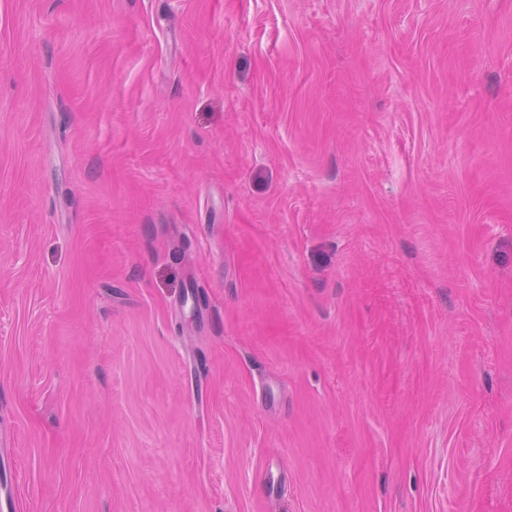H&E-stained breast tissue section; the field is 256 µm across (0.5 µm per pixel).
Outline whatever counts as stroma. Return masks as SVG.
Wrapping results in <instances>:
<instances>
[{
    "instance_id": "1",
    "label": "stroma",
    "mask_w": 512,
    "mask_h": 512,
    "mask_svg": "<svg viewBox=\"0 0 512 512\" xmlns=\"http://www.w3.org/2000/svg\"><path fill=\"white\" fill-rule=\"evenodd\" d=\"M0 512H512V0H0Z\"/></svg>"
}]
</instances>
